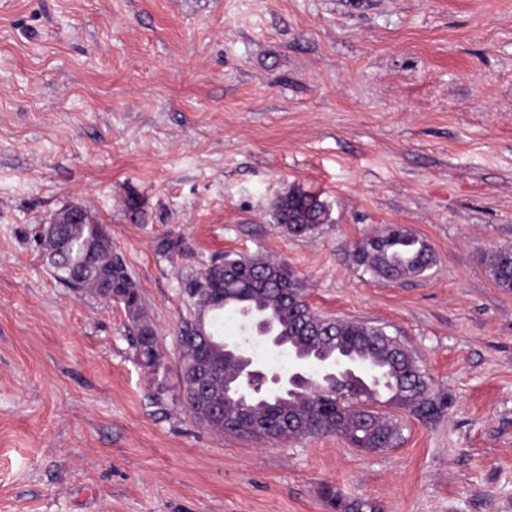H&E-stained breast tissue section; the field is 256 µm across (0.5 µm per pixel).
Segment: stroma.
Wrapping results in <instances>:
<instances>
[{
	"label": "stroma",
	"instance_id": "35a3bbf8",
	"mask_svg": "<svg viewBox=\"0 0 512 512\" xmlns=\"http://www.w3.org/2000/svg\"><path fill=\"white\" fill-rule=\"evenodd\" d=\"M330 220L285 235L291 187ZM108 227L168 369L122 305L50 272L34 225ZM430 247L386 281L356 245ZM183 249L158 251L165 236ZM512 0H0V512H512ZM227 252L280 260L317 313L386 326L454 400L396 447L220 435L181 400V280ZM354 256L358 266L385 280L422 275L434 262L428 245L400 225L366 239L356 247ZM489 271L496 284L504 290H512V247L504 246L490 256ZM321 500L328 512H380L372 500L344 497L330 485L322 487Z\"/></svg>",
	"mask_w": 512,
	"mask_h": 512
}]
</instances>
